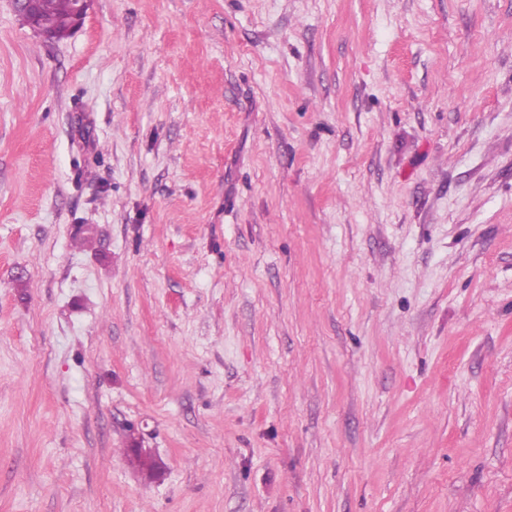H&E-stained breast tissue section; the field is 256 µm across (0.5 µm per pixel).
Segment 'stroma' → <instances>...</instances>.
<instances>
[{"instance_id":"35a3bbf8","label":"stroma","mask_w":512,"mask_h":512,"mask_svg":"<svg viewBox=\"0 0 512 512\" xmlns=\"http://www.w3.org/2000/svg\"><path fill=\"white\" fill-rule=\"evenodd\" d=\"M0 512H512V0H0ZM91 0H40L36 5L33 22L48 33L58 34V39L70 35L68 25L74 8V30L81 24Z\"/></svg>"}]
</instances>
